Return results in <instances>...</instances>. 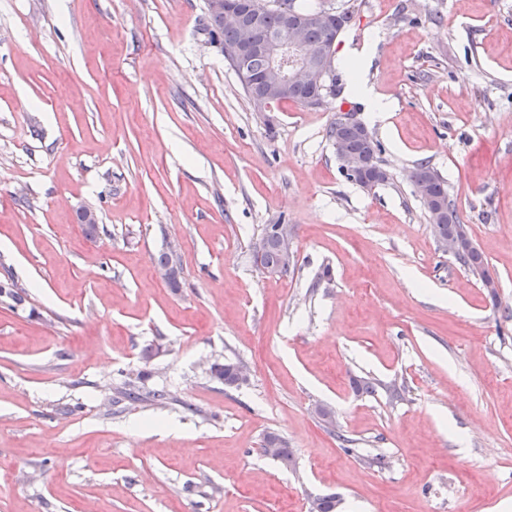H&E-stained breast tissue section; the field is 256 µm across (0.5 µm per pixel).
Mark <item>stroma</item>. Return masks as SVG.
Returning a JSON list of instances; mask_svg holds the SVG:
<instances>
[{
  "instance_id": "1",
  "label": "stroma",
  "mask_w": 512,
  "mask_h": 512,
  "mask_svg": "<svg viewBox=\"0 0 512 512\" xmlns=\"http://www.w3.org/2000/svg\"><path fill=\"white\" fill-rule=\"evenodd\" d=\"M296 2L353 4L336 68L389 111L258 113L206 0H0V512H512V0ZM349 110L371 191L328 137ZM421 162L496 294L440 250ZM281 223L285 277L254 260Z\"/></svg>"
}]
</instances>
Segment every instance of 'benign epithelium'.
Instances as JSON below:
<instances>
[{"label": "benign epithelium", "mask_w": 512, "mask_h": 512, "mask_svg": "<svg viewBox=\"0 0 512 512\" xmlns=\"http://www.w3.org/2000/svg\"><path fill=\"white\" fill-rule=\"evenodd\" d=\"M207 14L211 18L223 19V25L237 28L251 27L257 23L258 12L243 9L239 0H206ZM308 24L330 31L335 30V16L330 11H316L309 15ZM259 50L268 59V68L259 80L257 89L249 94V101L261 112H270L285 94L305 88L322 89L331 77L336 53V39H329L318 48L305 42L303 25L296 21L293 12L284 13L281 29L256 44H246L233 52L236 68L243 72L251 51ZM336 155L342 170L352 176L366 168L378 170L377 156H350L343 152L341 143H336ZM275 237L279 242L282 264L289 266L294 261L292 246L293 230L288 224L275 226ZM441 250L453 257L464 252L466 238L453 234L439 240Z\"/></svg>", "instance_id": "1"}]
</instances>
